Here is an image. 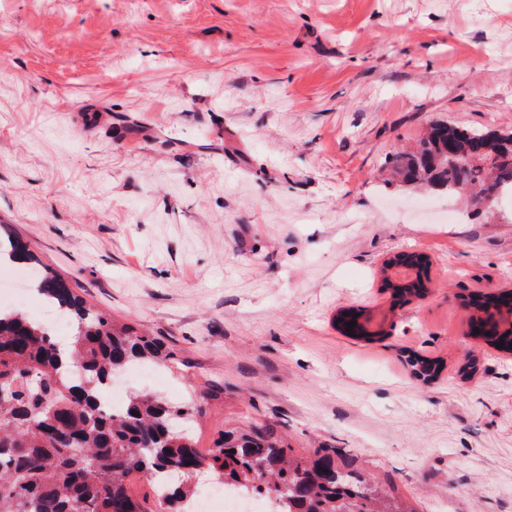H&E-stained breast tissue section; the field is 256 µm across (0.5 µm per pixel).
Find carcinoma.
I'll use <instances>...</instances> for the list:
<instances>
[{
	"mask_svg": "<svg viewBox=\"0 0 512 512\" xmlns=\"http://www.w3.org/2000/svg\"><path fill=\"white\" fill-rule=\"evenodd\" d=\"M508 138L512 133L434 123L393 157V179L408 191L425 186L463 202L468 190L490 191L512 203V158L486 165ZM5 255L31 259L27 245L12 239L0 240ZM400 258L417 267V277L384 278L395 305L423 295L429 267L422 254ZM35 289L73 331L60 346L44 322L0 307V512H70L76 503L82 512H187L198 493L192 474L203 471L218 485L259 489L273 512H412L396 487L346 464L342 449L298 454L270 423L249 421L223 431L213 447H198L191 423L204 413V395L173 404L136 393L120 411H106L100 394L115 376L132 365L166 367L176 352L136 323L112 321L47 268L37 272ZM469 304L502 317L479 335L512 336V292L476 295ZM359 314L339 313L337 327L354 321V337L375 336ZM412 367L431 381L441 371L426 359ZM134 474L151 497L131 493Z\"/></svg>",
	"mask_w": 512,
	"mask_h": 512,
	"instance_id": "cac0c4a2",
	"label": "carcinoma"
}]
</instances>
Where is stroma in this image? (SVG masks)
Listing matches in <instances>:
<instances>
[{"label": "stroma", "mask_w": 512, "mask_h": 512, "mask_svg": "<svg viewBox=\"0 0 512 512\" xmlns=\"http://www.w3.org/2000/svg\"><path fill=\"white\" fill-rule=\"evenodd\" d=\"M435 121L512 131V0H0V225L173 347L200 447L267 421L416 512H512V355L465 334L512 221L382 181ZM399 256L403 262L417 267V277L415 281H411L413 277L411 271V277L407 280H404V277L397 276L390 278L388 275L384 278V288L385 290L390 291V296L394 306L400 303H405L410 297L422 296L426 290L425 282L428 281L427 274L429 261H426L425 264H423V261L428 259L426 255L416 254L413 252L411 254L404 253Z\"/></svg>", "instance_id": "obj_1"}]
</instances>
